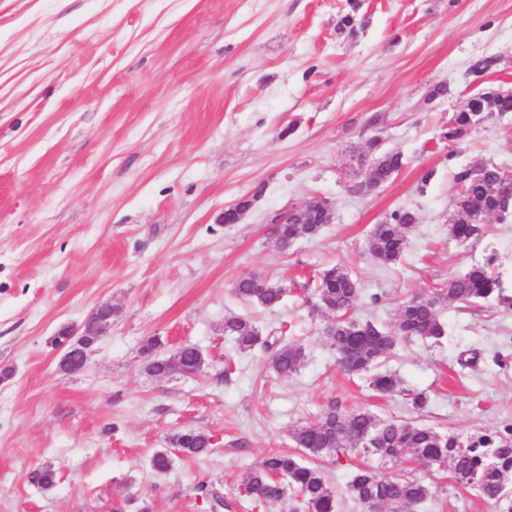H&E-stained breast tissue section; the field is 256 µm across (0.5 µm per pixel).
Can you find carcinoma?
I'll list each match as a JSON object with an SVG mask.
<instances>
[{"instance_id": "obj_1", "label": "carcinoma", "mask_w": 512, "mask_h": 512, "mask_svg": "<svg viewBox=\"0 0 512 512\" xmlns=\"http://www.w3.org/2000/svg\"><path fill=\"white\" fill-rule=\"evenodd\" d=\"M349 11L338 22L340 29L355 32L356 15L360 9L357 0H349ZM512 112V92L496 91L477 94L465 109L451 118L445 138L450 142L461 140L487 119V111ZM378 141L370 142L374 150L370 178L365 184L353 187L360 193L386 183L392 173L403 165L402 154L395 150L377 151ZM459 193L467 196L472 209L486 215L501 211L497 198L512 193V177L508 171L490 161H482L458 169L454 175ZM418 222L411 210L392 212L390 220L377 224L367 239V251L377 261L389 264L397 261L407 246L408 231ZM323 226L322 212L314 211L306 224H283L281 234L295 240L313 237ZM449 236L460 245L480 239V223L469 214L457 216L449 225ZM234 294L248 304L274 309L287 296L281 285L256 276L242 277L234 285ZM317 304L333 317L324 329V337L335 351L338 363H347L349 374L366 373L387 358L402 342L413 339L437 342L445 335L439 319L443 301L451 300L465 306L495 299L512 305V296L506 294L500 278L487 264H475L465 272L450 279L438 300L432 301L413 296L397 308L395 329L386 330L370 321L345 318L361 299L357 280L345 269L333 266L325 269L317 288ZM224 335L231 337L238 352L249 353L257 347L272 349L271 367L280 376L297 372L304 361V348L300 344L282 341L279 336H263L254 323L244 316L224 319ZM160 342L151 337L142 346L147 370L156 376L195 375L203 370L193 345L181 346L174 355L158 354ZM369 385L382 396L402 394L413 409L427 407L428 396L423 392L412 393L403 387L401 377L391 371L375 372ZM374 438V446L364 447V437ZM293 442L297 453L274 452L268 455L259 469L243 481L244 489L251 487L263 492L268 503L285 497L300 502L305 512H339L335 492L329 487L320 467L311 459L323 454L343 456L354 448L377 457L381 462L396 461L411 452L430 469L441 471V464L448 465L447 472L466 488L481 487L478 495L496 503L508 491L512 480V436L477 433L463 439L454 434H441L418 420L380 419L367 409L345 411L332 401L312 422L295 429ZM172 448L156 452L151 467L165 472L171 466V454L178 452L192 457L210 453L211 437L203 431L186 430L171 439ZM58 472L50 467H38L29 473V482L43 491L54 488ZM347 492L360 505L376 499L377 512H410L431 496V487L416 476H381L365 467L351 472Z\"/></svg>"}]
</instances>
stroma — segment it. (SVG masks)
I'll use <instances>...</instances> for the list:
<instances>
[{"label":"stroma","mask_w":512,"mask_h":512,"mask_svg":"<svg viewBox=\"0 0 512 512\" xmlns=\"http://www.w3.org/2000/svg\"><path fill=\"white\" fill-rule=\"evenodd\" d=\"M360 2L351 34L337 27L346 0H0V369L12 372L0 380V512H138L145 501L152 512H293L294 500L269 504L240 485L271 452L294 451V429L334 400L461 437L512 427V308L450 301L441 342L399 345L384 366L426 392L418 413L343 371L322 334L330 317L310 305L333 265L360 285L353 318L386 329L399 302L489 258L512 294V218L488 217L469 247L448 234L457 168L512 172V113L444 137L471 96L512 90V0ZM483 58L494 67L474 79ZM373 139L404 165L357 194ZM257 186L241 222L221 224ZM315 196L332 223L280 250L273 218ZM398 209L418 222L384 265L366 242ZM252 274L287 288L277 309L235 296ZM102 303L110 327L82 371H62L56 334ZM231 315L301 343L298 371L238 353ZM151 336L167 357L197 346L203 371L149 373L140 347ZM187 429L212 437L209 455L152 469ZM318 463L340 512H363L345 485L365 466L426 479L432 496L414 512H512L410 453ZM43 465L59 471L47 492L28 481Z\"/></svg>","instance_id":"stroma-1"}]
</instances>
